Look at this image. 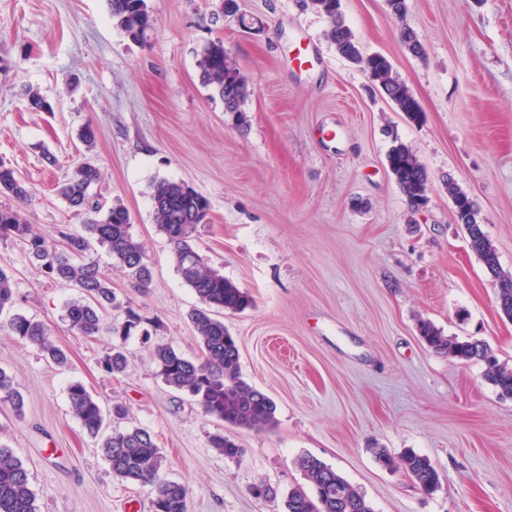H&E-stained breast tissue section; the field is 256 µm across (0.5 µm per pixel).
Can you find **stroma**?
Masks as SVG:
<instances>
[{"label":"stroma","mask_w":512,"mask_h":512,"mask_svg":"<svg viewBox=\"0 0 512 512\" xmlns=\"http://www.w3.org/2000/svg\"><path fill=\"white\" fill-rule=\"evenodd\" d=\"M236 3L227 16L224 0H147L156 26L137 42L108 0H0V161L27 181V219L49 234L80 227L53 185L94 160L97 191L127 208L152 283L139 287L104 249L93 257L122 306L158 321L155 342L191 358L198 301L156 227L151 192L169 180L205 196L211 220L195 245L252 299L223 319L242 378L275 403L273 425L239 429L205 415L164 385L135 336L125 376H107L99 362L110 337L77 335L65 317L77 289L48 282L20 245L0 240L16 311L47 325L69 357L55 366L0 331V369L24 400L19 414L0 401V445L27 468L38 512H151L150 487L114 477L72 416L67 388L79 381L151 432L165 477L190 491V512H284L288 493L306 485L303 455L364 492L374 512H512V400L499 398L482 362L434 352L417 330L427 319L484 341L512 367V320L445 187L454 179L473 198L512 272V0H406L401 20L387 0H341L362 51L386 56L413 91L418 122L337 53L307 0ZM403 25L424 56L401 43ZM216 39L251 88L242 125L199 81L198 54ZM304 51L312 61L301 66ZM31 90L52 111L29 110ZM87 125L90 146L77 137ZM397 140L429 175V203L415 214L387 167ZM217 433L235 440L236 457L212 448ZM379 448L428 457L441 489L426 494L383 467ZM258 481L274 497L254 498Z\"/></svg>","instance_id":"obj_1"}]
</instances>
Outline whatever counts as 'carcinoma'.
<instances>
[{"mask_svg":"<svg viewBox=\"0 0 512 512\" xmlns=\"http://www.w3.org/2000/svg\"><path fill=\"white\" fill-rule=\"evenodd\" d=\"M108 3L112 20L132 40H146L155 28L156 19L146 0H108ZM309 5L328 19L327 38L338 54L366 72L398 111L412 120L419 119L420 106L409 87L393 75L390 61L381 54L361 52L342 15L340 0H309ZM400 38L411 53L423 55V46L411 28L402 27ZM198 67L201 83L224 100L225 111L238 124H244L246 115L242 105L250 94L249 84L236 61L224 50V42L206 44L200 51ZM387 163L411 211H420L428 204L429 186L428 175L419 159L407 145L398 142L389 150ZM100 180V169L88 161L57 182L56 195L82 218L81 229L61 225L54 235L46 236L34 231L21 213V205L31 197L26 181L15 169L0 163V196L14 201L12 205L0 204V239L20 243L30 261L48 279L78 288L80 297L66 305V319L81 336L106 333L115 340L101 367L107 374L119 376L127 366L124 343L132 332L140 331L143 342H150L151 333L146 328L149 320L132 309L126 310L122 320L112 317L116 295L90 255L92 244L106 249L127 276L144 287L151 282V271L144 247L130 231L128 210L119 202L104 207L93 192ZM447 190L454 205L455 222L468 227L469 247L496 281L499 307L512 319V273L502 269L495 247L476 219L473 199L451 178ZM152 201L157 229L167 237L177 271L199 302L190 319L197 333L200 354L191 359L169 344L153 345L158 377L169 388L190 397L206 415L231 427L250 430L270 427L275 404L241 377L236 340L224 321L215 317L220 311L245 309L250 303L249 296L220 271L209 267L193 244L197 226L207 223L208 200L189 185L162 180L153 185ZM15 301L14 273L1 266L0 315L9 312ZM0 327L36 346L54 364L67 363L65 351L55 343L43 323L14 313ZM418 331L426 345L437 352L460 360L484 362L485 380L500 396H512V368L499 363L485 343L446 336L428 320L418 323ZM0 399L11 402L17 411L23 409L18 383L1 369ZM68 401L73 416L87 434L98 436L105 421L102 401L80 382L68 387ZM211 445L226 457H235L240 452L237 444L222 433L213 436ZM101 450L113 475L152 487V512H189L188 488L164 477V457L148 430L140 427L115 430L104 438ZM377 458L386 467L403 469L427 493L441 486L440 473L432 462L414 451L408 450L396 459L381 448ZM296 465L312 493L302 489L291 491L284 503L285 512H374L363 492L320 459L303 455ZM0 512H37L28 470L10 449L2 446Z\"/></svg>","mask_w":512,"mask_h":512,"instance_id":"cac0c4a2","label":"carcinoma"}]
</instances>
